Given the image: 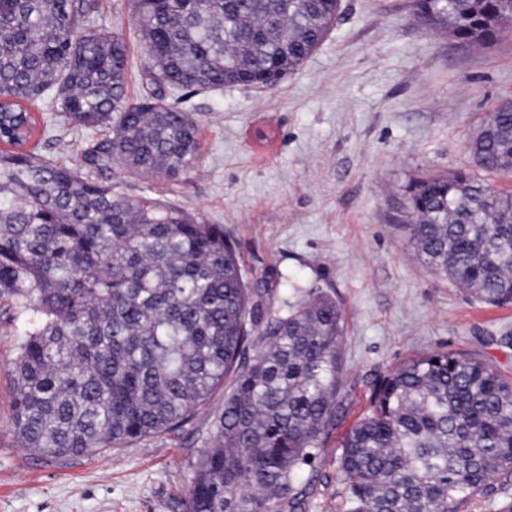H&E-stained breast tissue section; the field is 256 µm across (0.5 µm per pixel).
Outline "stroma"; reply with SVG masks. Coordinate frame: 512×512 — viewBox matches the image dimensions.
<instances>
[{"label": "stroma", "mask_w": 512, "mask_h": 512, "mask_svg": "<svg viewBox=\"0 0 512 512\" xmlns=\"http://www.w3.org/2000/svg\"><path fill=\"white\" fill-rule=\"evenodd\" d=\"M99 4L97 25L124 33L127 94L139 101L148 87L132 0ZM510 101L512 31L464 44L428 31L415 0H342L325 41L276 87L187 95L200 129L193 171L170 181L112 171L116 191L219 225L248 280L285 272L335 299L346 325L348 401L301 512H348L340 442L373 383L409 356L459 351L512 383V304H481L432 272L395 221L412 180L474 169L467 138ZM91 136L59 125L30 144L76 166ZM19 341L14 326L0 325V512H185L223 390L182 430L51 463L14 432Z\"/></svg>", "instance_id": "obj_1"}]
</instances>
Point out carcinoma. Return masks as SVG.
Returning a JSON list of instances; mask_svg holds the SVG:
<instances>
[{"label": "carcinoma", "instance_id": "1", "mask_svg": "<svg viewBox=\"0 0 512 512\" xmlns=\"http://www.w3.org/2000/svg\"><path fill=\"white\" fill-rule=\"evenodd\" d=\"M150 97L126 100L123 34L98 0H0V323L19 326L13 422L49 462L174 432L231 378L194 464L186 512H298L342 408L336 301L287 275L267 308L215 224L113 190L114 167L170 180L198 161L183 95L274 87L328 36L340 0H133ZM431 28L489 43L512 0H417ZM42 102L103 134L83 165L25 149ZM466 149L512 174V109ZM403 228L430 270L475 300L512 303V192L459 169L407 187ZM338 463L350 512H460L512 476V384L461 352L413 355L372 387Z\"/></svg>", "mask_w": 512, "mask_h": 512}]
</instances>
